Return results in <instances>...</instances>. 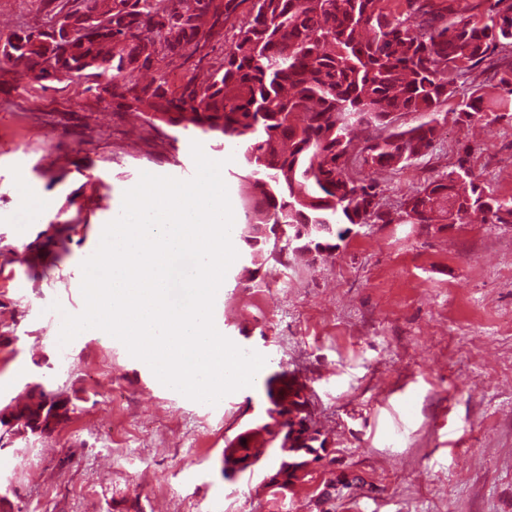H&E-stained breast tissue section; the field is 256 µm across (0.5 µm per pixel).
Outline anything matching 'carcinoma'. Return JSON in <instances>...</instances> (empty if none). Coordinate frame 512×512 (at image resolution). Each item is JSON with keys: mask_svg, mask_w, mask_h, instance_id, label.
<instances>
[{"mask_svg": "<svg viewBox=\"0 0 512 512\" xmlns=\"http://www.w3.org/2000/svg\"><path fill=\"white\" fill-rule=\"evenodd\" d=\"M243 2L194 0L185 9L181 0H60L43 24L20 26L0 41V64L30 88L82 79L115 111L193 127L240 149L245 223L284 228L280 242L244 239L236 230L253 263H282L312 247L330 257L333 240L354 224H462L473 213L512 223V197L478 184L462 157L393 209L371 177L426 157L459 79L495 54L512 53V0L487 7L484 0H405L401 11L391 0H250L248 18L205 81L192 78L174 93L163 78H136L220 34ZM458 107L470 123L511 114L512 66L467 89ZM406 114L420 121L400 123ZM266 396L265 414L235 436L230 451L255 460V438L271 445L277 493L295 472L265 417L279 405L309 400L270 386ZM71 405L70 397L37 387L5 414L45 433L53 410L69 412Z\"/></svg>", "mask_w": 512, "mask_h": 512, "instance_id": "obj_1", "label": "carcinoma"}]
</instances>
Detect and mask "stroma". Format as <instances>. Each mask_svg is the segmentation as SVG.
Returning <instances> with one entry per match:
<instances>
[{"label": "stroma", "mask_w": 512, "mask_h": 512, "mask_svg": "<svg viewBox=\"0 0 512 512\" xmlns=\"http://www.w3.org/2000/svg\"><path fill=\"white\" fill-rule=\"evenodd\" d=\"M51 0H0V38L41 24ZM235 31L158 62L173 90L210 73ZM430 154L376 173L397 205L450 170L461 150L481 184L512 197V119L441 114ZM223 161L236 223L238 167L218 138L116 112L84 82L26 88L0 70V409L34 384L75 411L49 436L0 451L12 512H512V224H371L330 260L271 262L255 281L238 255L214 302L216 329L266 359L251 387L210 405L164 386L123 343L87 333L59 345L63 314L82 312V262L94 227L121 212L149 172L191 179L192 143ZM42 202L28 212L20 195ZM285 270L287 287L272 289ZM265 294L263 318L247 296ZM60 311H52V303ZM304 384L328 455L286 494L271 464L227 480V440L263 414L266 387ZM343 486L328 490L330 478Z\"/></svg>", "instance_id": "stroma-1"}]
</instances>
